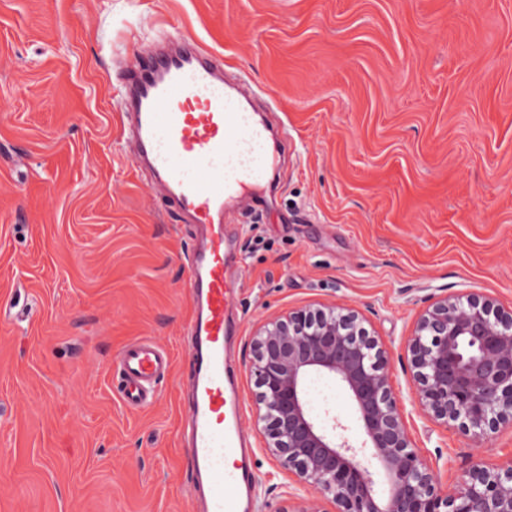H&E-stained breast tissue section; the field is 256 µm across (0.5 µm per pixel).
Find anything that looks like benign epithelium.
I'll list each match as a JSON object with an SVG mask.
<instances>
[{
  "instance_id": "obj_1",
  "label": "benign epithelium",
  "mask_w": 512,
  "mask_h": 512,
  "mask_svg": "<svg viewBox=\"0 0 512 512\" xmlns=\"http://www.w3.org/2000/svg\"><path fill=\"white\" fill-rule=\"evenodd\" d=\"M404 351L420 415L454 423L477 445L512 428V308L479 295L435 301L418 315ZM248 373L264 448L293 483L315 491L289 497L280 512H512V457L495 465L478 459L445 484L419 453L390 353L357 310L322 304L265 320L251 340ZM312 374L341 386L361 446L318 425L306 389ZM365 448L384 472L381 496L359 458Z\"/></svg>"
}]
</instances>
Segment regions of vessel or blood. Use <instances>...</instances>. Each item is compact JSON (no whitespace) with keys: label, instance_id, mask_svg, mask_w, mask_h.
I'll list each match as a JSON object with an SVG mask.
<instances>
[{"label":"vessel or blood","instance_id":"vessel-or-blood-1","mask_svg":"<svg viewBox=\"0 0 512 512\" xmlns=\"http://www.w3.org/2000/svg\"><path fill=\"white\" fill-rule=\"evenodd\" d=\"M252 87L230 83L224 65L186 36L137 54L117 92L122 132L161 206L193 225L185 257L193 308L185 326L190 361L183 443L202 512H250L255 479L241 428V404L228 349L234 340L232 290L225 276L224 210H263L258 189L274 164L266 127L247 103ZM167 352L144 338L119 357L123 401L151 406L168 373Z\"/></svg>","mask_w":512,"mask_h":512}]
</instances>
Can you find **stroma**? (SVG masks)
<instances>
[{
	"mask_svg": "<svg viewBox=\"0 0 512 512\" xmlns=\"http://www.w3.org/2000/svg\"><path fill=\"white\" fill-rule=\"evenodd\" d=\"M247 76L287 125L279 189L235 214L234 353L255 512L288 476L254 427L246 370L269 316L357 309L392 357L421 455L441 474L512 457L418 414L402 348L419 312L479 294L512 307V0H0V512H195L182 443L192 226L160 210L112 93L162 22ZM171 354L151 408L125 407L117 355ZM310 407L362 437L343 390Z\"/></svg>",
	"mask_w": 512,
	"mask_h": 512,
	"instance_id": "obj_1",
	"label": "stroma"
}]
</instances>
